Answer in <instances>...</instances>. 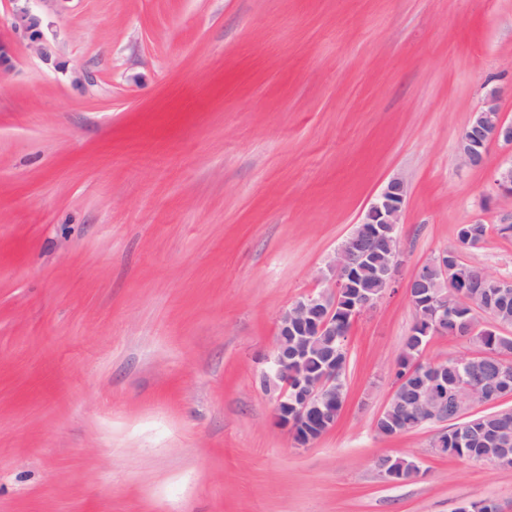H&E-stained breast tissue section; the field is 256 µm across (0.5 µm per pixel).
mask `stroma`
<instances>
[{"label": "stroma", "instance_id": "1", "mask_svg": "<svg viewBox=\"0 0 512 512\" xmlns=\"http://www.w3.org/2000/svg\"><path fill=\"white\" fill-rule=\"evenodd\" d=\"M0 4V512H512V469L384 438L416 321L404 290L352 326L346 402L307 448L261 381L280 313L386 183L404 274L465 251L512 277V198L458 157L490 91L512 120V0ZM381 455L419 463L386 482ZM9 2L12 5L14 30L23 36H28L35 44L41 42L43 34L39 30L40 20L29 7V3L36 0H9Z\"/></svg>", "mask_w": 512, "mask_h": 512}]
</instances>
